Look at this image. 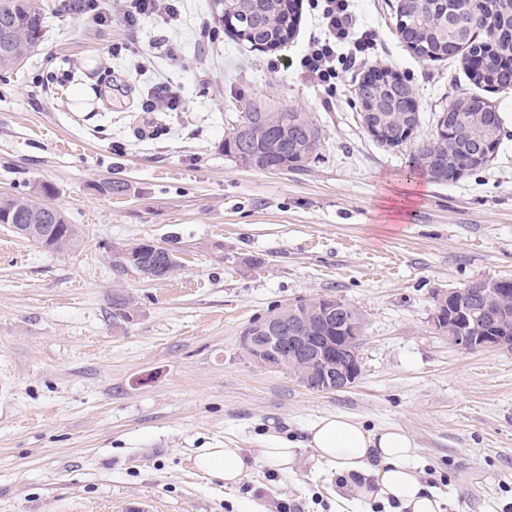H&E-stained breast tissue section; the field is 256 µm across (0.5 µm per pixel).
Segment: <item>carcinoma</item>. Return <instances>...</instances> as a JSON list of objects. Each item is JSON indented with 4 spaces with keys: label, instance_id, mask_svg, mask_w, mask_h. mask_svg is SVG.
I'll return each instance as SVG.
<instances>
[{
    "label": "carcinoma",
    "instance_id": "1",
    "mask_svg": "<svg viewBox=\"0 0 512 512\" xmlns=\"http://www.w3.org/2000/svg\"><path fill=\"white\" fill-rule=\"evenodd\" d=\"M249 13L234 8V0H213L221 17L245 35L243 43L255 50L273 51L288 43L297 30L294 0H252ZM396 13L407 28L410 50L426 61L444 60L464 52V75L476 87L512 88V66L492 60L476 66L474 58L487 53L512 60V0H474L460 14L448 11L447 0H397ZM44 37L43 9L36 0H0V71L16 68ZM385 85L389 111L383 113L387 143L396 147L411 139L405 116L414 112L413 88L398 78L382 76L364 85L370 95ZM464 106L458 131L450 138L438 133L416 148L415 162L437 182L458 178L457 170L472 171L479 147L501 134L498 112L481 95L460 100ZM318 128L305 112L279 110L264 100L241 115L224 137V155L261 171H300L319 155ZM0 215L13 224H59L61 214L51 206L26 197L0 196ZM80 238L77 227L65 225L59 236L33 241L56 252L69 249Z\"/></svg>",
    "mask_w": 512,
    "mask_h": 512
}]
</instances>
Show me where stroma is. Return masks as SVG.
Here are the masks:
<instances>
[{
	"instance_id": "obj_1",
	"label": "stroma",
	"mask_w": 512,
	"mask_h": 512,
	"mask_svg": "<svg viewBox=\"0 0 512 512\" xmlns=\"http://www.w3.org/2000/svg\"><path fill=\"white\" fill-rule=\"evenodd\" d=\"M38 2L42 43L0 74V196L49 188L81 238L53 252L0 224V512H395L343 492L307 449L291 473L260 464L235 488L195 468L199 449L298 443L329 414L409 432L443 512H512V350L458 349L430 322L434 293L512 278V89L487 95L496 158L440 183L416 147L476 88L460 57L408 50L396 0H353L358 43L337 48L325 83L302 65L328 36L313 0L271 52L236 43L209 0H183L178 27L128 25L125 0H99L101 25ZM371 68L414 89L405 145L360 123L352 79ZM160 85L180 111H144ZM255 97L310 114L322 150L306 170L225 156L236 103ZM143 241L178 269L152 280L117 265L113 245ZM117 293L128 317L112 314ZM320 295L364 319L362 374L341 392L307 390L240 344L251 322Z\"/></svg>"
}]
</instances>
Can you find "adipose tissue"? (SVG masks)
<instances>
[{"label":"adipose tissue","mask_w":512,"mask_h":512,"mask_svg":"<svg viewBox=\"0 0 512 512\" xmlns=\"http://www.w3.org/2000/svg\"><path fill=\"white\" fill-rule=\"evenodd\" d=\"M305 447L312 450L317 464L329 466L343 479L369 478V485L355 490L360 498L392 501L402 512H441L440 500L426 492L410 464L416 448L413 437L395 426L370 429L344 414L314 421L304 445L280 439L251 456L239 448H205L195 465L207 477L237 486L259 463L288 474Z\"/></svg>","instance_id":"obj_1"}]
</instances>
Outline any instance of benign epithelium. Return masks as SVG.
I'll use <instances>...</instances> for the list:
<instances>
[{"label": "benign epithelium", "instance_id": "obj_1", "mask_svg": "<svg viewBox=\"0 0 512 512\" xmlns=\"http://www.w3.org/2000/svg\"><path fill=\"white\" fill-rule=\"evenodd\" d=\"M363 85L361 79L353 88L360 105L361 124L371 136L382 140L383 131L373 121L376 106L363 97ZM12 228L25 237L44 238L55 233L59 226L14 224ZM510 283L512 280L508 278L482 280L472 287L481 289L486 311L497 318L507 314L499 298V289ZM433 301L432 325L448 337L449 344L467 352L512 349V326L499 328L492 335L471 326L473 309L468 289L437 292ZM346 310L343 301L327 296L307 302L305 311L291 321L284 310H275L244 329L240 337L241 347L255 364L285 372L308 390H346L362 373L360 345L363 333V320L349 316Z\"/></svg>", "mask_w": 512, "mask_h": 512}]
</instances>
